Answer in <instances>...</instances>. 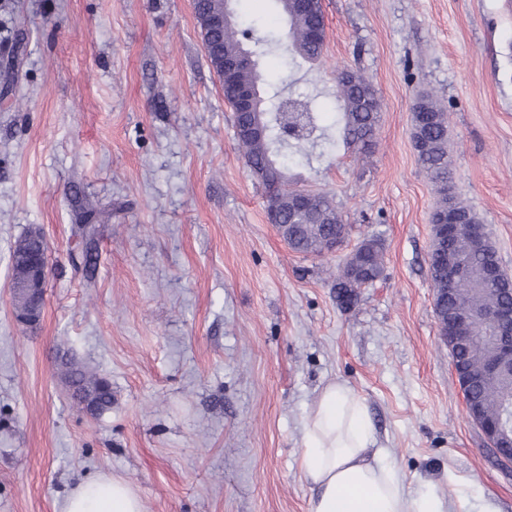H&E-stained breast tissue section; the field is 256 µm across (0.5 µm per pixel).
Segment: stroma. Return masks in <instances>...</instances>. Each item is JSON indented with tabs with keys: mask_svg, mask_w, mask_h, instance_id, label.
I'll use <instances>...</instances> for the list:
<instances>
[{
	"mask_svg": "<svg viewBox=\"0 0 512 512\" xmlns=\"http://www.w3.org/2000/svg\"><path fill=\"white\" fill-rule=\"evenodd\" d=\"M242 27L278 39L274 0H234ZM320 63L286 44L261 71L337 112L339 71L380 104L377 145L296 168L332 198L342 252L305 256L269 223L237 145L193 0H0V512H60L97 474L145 512H309L300 469L310 405L330 381L365 400L406 489L446 512H512L499 464L439 334L429 273L436 198L412 141V103L448 117L449 182L512 275V9L503 0H322ZM48 247L39 325L15 317L10 252ZM384 273L348 306L331 267L363 238ZM112 385L87 418L57 347ZM41 236L30 229L25 236L18 240L13 248L11 255L13 279H20L25 274V269L21 264L23 255L32 248L40 245Z\"/></svg>",
	"mask_w": 512,
	"mask_h": 512,
	"instance_id": "obj_1",
	"label": "stroma"
}]
</instances>
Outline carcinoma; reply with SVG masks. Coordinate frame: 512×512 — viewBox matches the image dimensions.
<instances>
[{
  "label": "carcinoma",
  "mask_w": 512,
  "mask_h": 512,
  "mask_svg": "<svg viewBox=\"0 0 512 512\" xmlns=\"http://www.w3.org/2000/svg\"><path fill=\"white\" fill-rule=\"evenodd\" d=\"M278 7L287 23L286 39L291 53L305 61L314 63L322 59L325 41L312 37L315 26L324 22L322 6L314 13L301 16L293 11L291 0H277ZM226 0H200L195 4V15L200 27L203 44L217 45L222 53L210 61L217 73H222L223 55H238L244 45L247 32L238 27L236 21L227 22L221 28H213L208 20L224 13ZM260 44L254 49L253 61L245 62L232 76L224 79V99L234 105L237 93L243 88H253L261 83L260 57L266 54L269 40L256 37ZM336 99L342 111V126L339 138L342 143L358 153H369L375 147L379 122V103L371 83L361 74L342 71L337 77ZM278 92L264 93L258 102V116L263 131L253 136L236 134L239 149L247 166L261 183H266L272 173L278 174L279 187L272 197H266L267 207L275 208L282 223L288 225L292 249L305 255L322 256L327 252L329 238L344 243L349 237V225L327 195L289 187L288 167L295 158L311 159L314 150L324 154L328 146L336 145L328 127L318 124L312 102L307 98H290L307 113L302 132L284 141L282 128L289 119L278 111ZM415 110L429 117L423 125L414 127L413 139L418 161L425 171L439 201L431 221L448 214V209L458 211L463 219L460 231L448 241L435 240L430 256V275L434 297L440 302L434 306L438 325L447 329L448 321L457 313L470 310L479 312L501 307L512 302V294L503 291L504 284L483 278L484 269L499 260L498 252L491 242L475 244L470 227L480 223L476 214L460 202H450L446 185L448 182V120L429 94L414 100ZM41 236L29 230L18 240L11 255L13 279L25 274L21 264L23 255L40 245ZM356 266L345 261L338 267L336 275V298L341 303H350L358 296L359 289L375 283L381 278L383 266V244L377 237L363 238L353 249ZM463 265L468 276L454 282L448 281V268ZM495 327L482 324L476 329L468 346L457 351V358L470 369V385L467 389L472 401L480 405L489 420L503 416L504 402L512 396V388L496 377L482 374L483 365L491 344ZM61 377L94 395L100 413L112 409V384L99 373L78 363L72 358L61 363Z\"/></svg>",
  "instance_id": "cac0c4a2"
}]
</instances>
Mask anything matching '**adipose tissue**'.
<instances>
[{"instance_id": "adipose-tissue-1", "label": "adipose tissue", "mask_w": 512, "mask_h": 512, "mask_svg": "<svg viewBox=\"0 0 512 512\" xmlns=\"http://www.w3.org/2000/svg\"><path fill=\"white\" fill-rule=\"evenodd\" d=\"M301 470L312 484L310 512H445L433 490L410 493L378 448L364 399L344 381L327 384L307 417ZM62 512H144L121 478L99 475L78 484Z\"/></svg>"}]
</instances>
